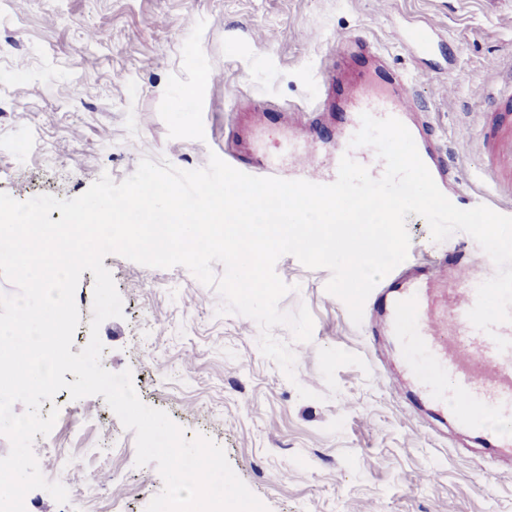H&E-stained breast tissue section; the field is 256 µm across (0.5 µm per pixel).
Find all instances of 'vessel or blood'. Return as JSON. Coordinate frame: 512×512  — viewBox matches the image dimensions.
<instances>
[{"instance_id": "1", "label": "vessel or blood", "mask_w": 512, "mask_h": 512, "mask_svg": "<svg viewBox=\"0 0 512 512\" xmlns=\"http://www.w3.org/2000/svg\"><path fill=\"white\" fill-rule=\"evenodd\" d=\"M402 39L423 56L432 55L436 42L431 32L422 27L406 31ZM344 88L345 125L336 129V147L329 156L303 152L297 140L285 137L277 151L257 154L254 161L232 160L237 170L261 177L307 180L317 184L333 183L340 158L350 156L365 166L372 177H381L385 165L369 146L350 147L352 136L360 129L361 113L378 118L393 116L411 132L418 153L439 189L457 207L470 209L486 205L498 213L512 216V204L497 202L500 194L512 192V128L503 124L492 112L483 115L482 145L489 158L487 171L495 186V194L459 195L449 178V161L445 154L423 133L407 98L413 80L407 74L387 72L384 79L344 85L337 70H329L317 102L311 109L313 119H321L330 109L336 88ZM308 163H301V156ZM455 275L446 283H438L435 268L415 267L391 281V293L377 294L372 302L375 313L387 325L408 318V346L421 354L429 375L422 389L429 400L443 407L459 424L477 432L497 448L512 447V432L492 426V419L512 418V346L499 350L495 339L512 342V322L497 326L495 335L476 329L467 317L476 302L480 283L493 277L496 267L491 259L473 264L469 255L454 261Z\"/></svg>"}]
</instances>
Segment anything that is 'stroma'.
<instances>
[{
    "instance_id": "35a3bbf8",
    "label": "stroma",
    "mask_w": 512,
    "mask_h": 512,
    "mask_svg": "<svg viewBox=\"0 0 512 512\" xmlns=\"http://www.w3.org/2000/svg\"><path fill=\"white\" fill-rule=\"evenodd\" d=\"M429 26L423 57L398 40ZM104 32L87 41L86 28ZM374 42L392 68L416 75L410 102L457 162L458 185L490 191L480 147L481 89L512 62V0H0V191L19 201L74 198L102 174L131 176L143 158L205 168L210 154L273 147L278 112L311 105L337 38ZM405 266L483 250L467 233L436 243L408 215ZM123 315L104 321L102 366L130 371L143 403L165 411L185 439L221 446L268 512H512V467L492 458L421 392L402 337L354 324L329 294L328 269L294 256L275 271L291 290L281 310L310 311L311 341L284 326L295 376L259 348L251 318L186 267L105 257ZM313 391L300 398L299 388ZM33 452L59 480L54 450L78 458L63 480L71 504L30 491V512H102L106 500L146 512L164 483L136 466V439L103 396L58 392Z\"/></svg>"
}]
</instances>
